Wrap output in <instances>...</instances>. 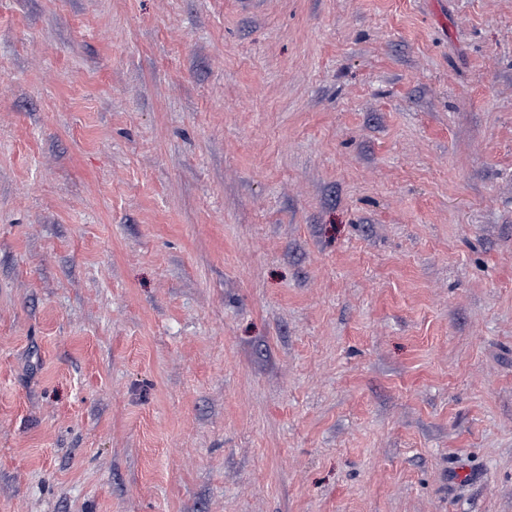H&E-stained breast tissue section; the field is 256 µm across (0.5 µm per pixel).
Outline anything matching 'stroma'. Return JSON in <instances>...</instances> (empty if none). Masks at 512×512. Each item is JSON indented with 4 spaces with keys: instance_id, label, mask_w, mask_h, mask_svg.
Wrapping results in <instances>:
<instances>
[{
    "instance_id": "stroma-1",
    "label": "stroma",
    "mask_w": 512,
    "mask_h": 512,
    "mask_svg": "<svg viewBox=\"0 0 512 512\" xmlns=\"http://www.w3.org/2000/svg\"><path fill=\"white\" fill-rule=\"evenodd\" d=\"M0 512H512V0H0Z\"/></svg>"
}]
</instances>
